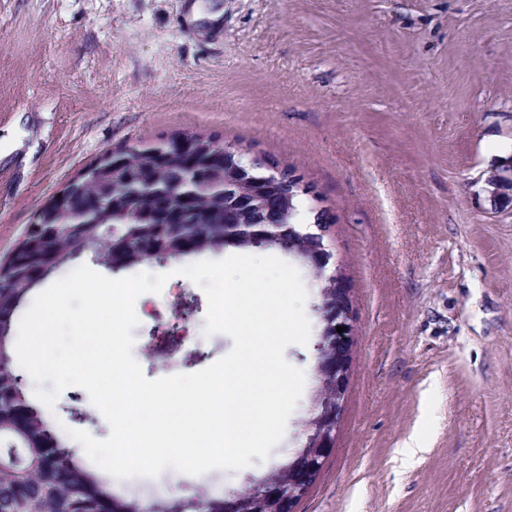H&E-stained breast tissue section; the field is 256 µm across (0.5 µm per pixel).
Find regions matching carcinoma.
I'll return each mask as SVG.
<instances>
[{
	"mask_svg": "<svg viewBox=\"0 0 512 512\" xmlns=\"http://www.w3.org/2000/svg\"><path fill=\"white\" fill-rule=\"evenodd\" d=\"M216 142L196 135L173 136L160 149L125 146L100 157L51 197L5 260L0 262V430L14 435L19 447L0 448V512H134V503L112 494L102 478L49 428L41 410L22 386L12 351L14 313L39 286L31 273L42 257L58 247V226L68 230L66 247L73 258L89 257L108 266L109 230L135 247L113 246L112 260L128 269L140 262L162 265L190 244L197 255H218L227 247L261 248L305 260L306 243L293 233L271 241L264 237L265 210L276 208L294 224L305 195L295 191L290 204L280 201L282 185L260 180L262 169L247 174L224 164ZM194 239H188V236ZM56 442L45 469L32 472L27 484L12 479L11 458L42 456L45 438Z\"/></svg>",
	"mask_w": 512,
	"mask_h": 512,
	"instance_id": "cac0c4a2",
	"label": "carcinoma"
}]
</instances>
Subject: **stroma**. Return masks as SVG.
<instances>
[{
    "mask_svg": "<svg viewBox=\"0 0 512 512\" xmlns=\"http://www.w3.org/2000/svg\"><path fill=\"white\" fill-rule=\"evenodd\" d=\"M184 134L288 165L336 215L349 385L295 512H512V204L484 190L512 154V0H0V255L105 150ZM183 265L143 267L169 275L135 304L132 353L150 379L182 370L139 348L145 307L166 308L175 286L198 301L194 370L233 347L205 335L208 301ZM298 271L310 337L285 357L305 385L270 456L119 479V493L190 499L209 483L229 496L305 445L320 294ZM46 420L62 438L110 434L76 386ZM416 436L426 450L408 465L399 450Z\"/></svg>",
    "mask_w": 512,
    "mask_h": 512,
    "instance_id": "stroma-1",
    "label": "stroma"
}]
</instances>
